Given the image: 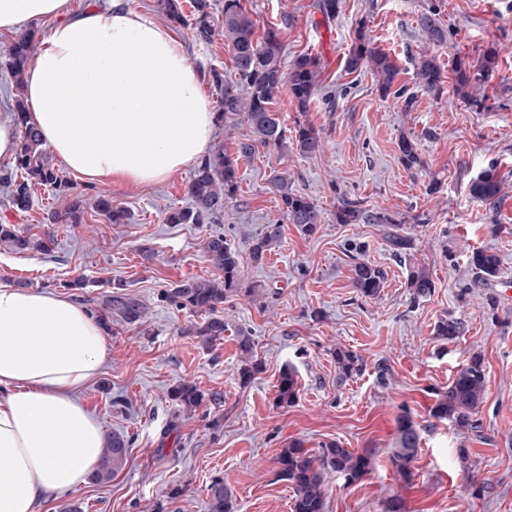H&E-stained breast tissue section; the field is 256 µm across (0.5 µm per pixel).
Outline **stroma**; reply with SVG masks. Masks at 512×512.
<instances>
[{"label": "stroma", "instance_id": "stroma-1", "mask_svg": "<svg viewBox=\"0 0 512 512\" xmlns=\"http://www.w3.org/2000/svg\"><path fill=\"white\" fill-rule=\"evenodd\" d=\"M314 0H241L256 33L280 29L284 64L304 52L320 56V88L307 115L288 93L274 110L283 126L306 118L323 131L321 154L261 148L237 165L239 191L224 210L221 229L239 251L241 294L225 303L223 341L205 344L195 333L202 315L160 302L158 293L186 278H221L203 243L210 224H171L168 215L188 207L185 167L166 181L139 188L90 184L66 173L65 191L35 186L33 204L19 213L0 205V223L53 235L51 254L15 255L0 248V282L62 293L79 304L101 306L124 283L125 297L145 315L113 316L107 336L111 356L82 394L106 432L130 440L125 467L105 484L87 483L52 501L47 512H208V485L223 480L235 512H292L294 491L277 475L275 458L294 439L317 449L335 441L371 455L370 473L355 484L329 476L325 512H382L396 495L404 512H512V0H342L336 17L324 19ZM441 13L447 44L433 46L417 26L428 5ZM183 21L173 27L195 69L231 73L223 37L210 44L192 36V5L181 0ZM397 61L398 85L413 93L415 106L381 96L371 71L350 74L344 59L358 24ZM47 24L0 33V120L12 118L23 92L12 77L8 47L21 36L38 41ZM495 51L498 68L480 89L482 107L468 106L445 86L434 97L418 88L414 58L432 54L444 71L457 61L477 64ZM418 143L422 166L406 169L400 136ZM495 170L505 197L499 212L471 198V179ZM288 172L294 189L323 211L316 232L301 235L284 223L280 247L254 262L250 241L264 225L282 221L270 178ZM82 196V223L53 224L49 217L71 197ZM129 213L112 223L95 208L99 197ZM400 219L413 240L409 259L391 255L381 224L337 223L340 198ZM359 243V256L349 246ZM491 249L501 260L488 286L475 284L472 252ZM381 268L377 297L359 296L351 285L354 260ZM435 280L433 295L413 299L409 265ZM87 287H74L77 278ZM258 294H248L250 286ZM453 315L464 331L452 340L435 334L442 316ZM255 342L260 369L242 382L239 330ZM361 356L364 369L338 383L335 353ZM486 365L484 400L475 426L458 429L430 415L439 392L472 356ZM387 364L379 382L378 364ZM299 385L296 402H276L283 367ZM197 383L204 395L194 413L182 412L170 396L180 381ZM409 410L420 430L410 481L393 471L396 418ZM467 449L461 460L459 449Z\"/></svg>", "mask_w": 512, "mask_h": 512}]
</instances>
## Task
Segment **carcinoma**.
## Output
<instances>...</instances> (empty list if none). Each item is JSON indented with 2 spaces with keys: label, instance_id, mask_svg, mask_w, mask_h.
Returning a JSON list of instances; mask_svg holds the SVG:
<instances>
[{
  "label": "carcinoma",
  "instance_id": "carcinoma-1",
  "mask_svg": "<svg viewBox=\"0 0 512 512\" xmlns=\"http://www.w3.org/2000/svg\"><path fill=\"white\" fill-rule=\"evenodd\" d=\"M196 12L193 29L195 38L204 43L214 41V35L224 36V46L232 55L233 74L226 75L211 69L209 80L215 86L219 110L217 120L224 125L234 124L244 119L248 132L237 143V156L249 158L260 147H273L282 151H295L301 156H313L322 151V130L312 123L297 122L293 135H288L272 105L282 90L295 102L297 111L304 115L310 111L319 89L321 61L311 53L298 55L291 65L284 66L283 44L278 28H268L262 37H255L256 22L240 4V0H224L221 16L210 11V0H194ZM421 34L434 45L448 42V28L441 20L436 8L430 7L421 12L417 19ZM31 53L30 39L24 37L16 41L9 50L10 69L17 87H22L23 75ZM345 71L350 74L372 71L383 95L390 93L405 97V108L413 105V96L406 95L403 87L394 88L400 74L396 60L387 52L374 46L364 31H359L357 41L352 46L344 62ZM497 69V56L489 51L482 56L476 66L458 63L453 69V91L469 100L474 106L480 101L474 93L476 87L487 82ZM415 79L425 93L439 96L444 92L445 77L435 56L422 55L416 63ZM16 127L21 131L19 150L14 165L0 169V185L6 189V201L16 210L25 211L31 205L32 180L44 186L59 189L63 179L50 163L38 129L29 121L27 110L20 102L14 112ZM400 160L407 168H415L420 163L416 142L403 136L399 140ZM273 192L279 197L288 223L305 236L315 233L322 222V211L310 198L295 191L288 174L280 172L271 180ZM502 179L493 171H484L470 184V193L486 208L495 210L501 198ZM187 194L191 207L171 213L170 224H220L224 218V206L234 199L239 191L237 161L224 153L220 146L201 159L188 183ZM98 211L106 214L115 224H122L128 218L125 210L112 205L107 198L97 201ZM84 200L77 195L70 199L67 207L51 214L50 220L58 224H78L82 221ZM338 224H386V246L392 255L400 258L409 255L413 247L410 237L399 233L402 221L392 215L362 207L358 200L343 198L336 207ZM283 237L282 225L275 222L265 225L262 232L250 244V254L255 261L262 260L268 251L280 244ZM0 246L14 254L30 252L49 253L54 248L51 237H34L14 224H0ZM204 252L212 265L224 273V280L187 278L160 290V301L178 310L205 313L207 318L197 327L196 334L206 344L224 340L226 323L220 310L224 303L241 292L251 293V289L239 288V253L224 238V233L214 231L204 242ZM476 281L486 283L499 272L500 259L488 249L472 252L469 259ZM384 272L369 263L356 262L352 268V286L365 298L376 296L384 284ZM407 287L413 299L427 298L436 288V282L425 270L416 266L409 268ZM123 318L132 320L141 316L138 303L121 295L108 299L106 313L99 315L106 322L112 311ZM463 331V323L453 317L441 318L436 326V335L453 339ZM238 349L244 366L241 379L249 381L259 370L255 359V342L245 332L237 336ZM337 379L344 382L360 371L357 355L336 350ZM485 364L479 356L472 357L448 381V389L438 394L430 409L432 417L446 420L454 426L473 427L472 416L483 402L485 386ZM299 393L298 380L290 368L282 370L279 378L277 402L280 405L293 404ZM174 400L183 410L191 413L202 403L204 395L196 384L184 381L172 392ZM395 448L389 456L396 474L404 481L412 478L411 463L419 450V428L411 413L402 411L397 419ZM129 440L120 434H113L102 451V461L92 480L106 483L118 474L127 460ZM277 475L292 485L295 492L293 512H324V486L326 476L336 473L349 484L362 481L371 471V456L367 452H355L336 442H329L317 450L307 449L303 443L294 440L281 449L275 458ZM208 512H235L232 495L224 487V481L213 480L208 486Z\"/></svg>",
  "mask_w": 512,
  "mask_h": 512
}]
</instances>
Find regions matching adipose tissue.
Masks as SVG:
<instances>
[{"label": "adipose tissue", "mask_w": 512, "mask_h": 512, "mask_svg": "<svg viewBox=\"0 0 512 512\" xmlns=\"http://www.w3.org/2000/svg\"><path fill=\"white\" fill-rule=\"evenodd\" d=\"M52 20L24 75L29 120L89 183L151 185L201 159L215 113L173 31L130 0H0V32ZM110 356L70 297L0 284V512H44L87 483L105 431L80 398Z\"/></svg>", "instance_id": "ef3b65f1"}]
</instances>
